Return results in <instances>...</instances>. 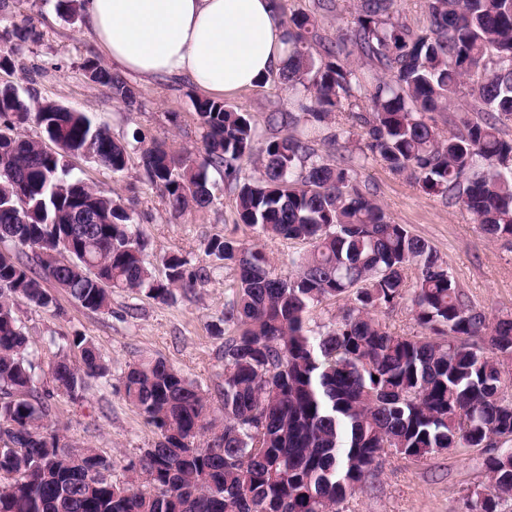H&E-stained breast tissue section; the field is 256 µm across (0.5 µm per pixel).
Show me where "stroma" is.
I'll use <instances>...</instances> for the list:
<instances>
[{
  "instance_id": "35a3bbf8",
  "label": "stroma",
  "mask_w": 512,
  "mask_h": 512,
  "mask_svg": "<svg viewBox=\"0 0 512 512\" xmlns=\"http://www.w3.org/2000/svg\"><path fill=\"white\" fill-rule=\"evenodd\" d=\"M25 15L34 19L41 36L18 51L13 71L0 70V86L11 84L22 95L88 113L114 139L128 142L129 162L123 172L112 173L92 158L78 155L68 160L72 174L122 196L150 243L146 261L156 276H163V259L171 254L186 257L209 273L204 283L192 291L177 292L165 304L142 293L113 291L111 309L104 313L82 308L58 288L52 291L56 304L49 308L32 306L20 297L14 300L42 365L55 359L54 349L44 343L52 333H82L109 360L108 378L93 383L83 399L56 397L53 418L66 426L75 447L90 446L112 457V479L125 485L134 477L128 463L138 460L157 440L124 398L123 379L129 366L164 358L212 397L224 383V340L235 333L234 326L224 321V308L233 298L237 271L233 264L208 256L207 242L225 236L247 246L262 243L276 271L282 273L288 270L289 254L305 251L306 246L278 239L262 241L252 229L237 223L236 195L223 171L213 168L208 171L211 204L172 218L145 177L132 135L141 131L178 149L200 147L201 129L192 105L200 89L187 78L160 76L145 83L132 77L128 83L139 104L127 107L110 88L85 76L83 60L101 57L102 52L84 36L83 16L59 11L57 0H9L7 9L0 12V50L8 46L6 34L12 22ZM225 102L248 113L260 128L268 112L287 110L289 93L279 76L272 75L257 87L227 96ZM355 177L360 186L375 193L393 221L406 225L437 251L471 305L488 321L512 314V241L489 240L468 213L423 193L380 162L356 166ZM487 454L484 448L463 454L443 451L419 462L385 455L377 478L347 497L338 512H467L468 499L489 486L482 467Z\"/></svg>"
}]
</instances>
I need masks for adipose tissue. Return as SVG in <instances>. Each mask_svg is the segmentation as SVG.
Masks as SVG:
<instances>
[{"instance_id":"ef3b65f1","label":"adipose tissue","mask_w":512,"mask_h":512,"mask_svg":"<svg viewBox=\"0 0 512 512\" xmlns=\"http://www.w3.org/2000/svg\"><path fill=\"white\" fill-rule=\"evenodd\" d=\"M86 33L113 69L190 78L234 94L280 71L288 32L275 0H85Z\"/></svg>"}]
</instances>
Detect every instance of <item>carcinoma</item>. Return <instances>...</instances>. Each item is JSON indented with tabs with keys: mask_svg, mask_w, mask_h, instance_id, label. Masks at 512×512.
Instances as JSON below:
<instances>
[{
	"mask_svg": "<svg viewBox=\"0 0 512 512\" xmlns=\"http://www.w3.org/2000/svg\"><path fill=\"white\" fill-rule=\"evenodd\" d=\"M395 0H358L355 25L332 40L319 32L333 0L288 17V67L280 78L290 110L271 112L260 131L212 98L194 99L203 129L194 153L164 141L143 146L140 164L171 214L211 202L208 169L236 192L237 223L265 238L306 243L274 273L266 252L213 238L208 255L237 270L224 322V423L214 431L208 398L166 360L129 367L125 399L158 439L129 463L148 491L112 482L114 460L75 448L51 424V400L83 395L109 374L86 337L51 336L52 388L11 298L56 304L54 283L92 312L111 309L112 290L161 302L200 275L180 256L165 278L145 261L148 240L112 193L71 175L67 158L90 151L114 173L126 147L85 112L0 88V512H336L377 475L390 450L420 461L442 451L512 441V399L500 355L512 354V315L489 324L466 300L434 248L391 220L353 176L351 160L321 154L310 135L345 115L364 129L365 148L392 173L466 211L492 239H512V0H425L417 31ZM11 54L40 37L29 18L12 24ZM86 77L127 106L134 90L97 58ZM433 112H454L451 128ZM34 119L40 140L17 131ZM253 173H242L244 159ZM29 248L32 260L21 250ZM415 271L409 277V271ZM412 295L419 333L391 331L376 316ZM353 306L324 331L308 326L329 299ZM80 350L81 362L70 360ZM483 467L487 492L468 512H502L512 497V451Z\"/></svg>",
	"mask_w": 512,
	"mask_h": 512,
	"instance_id": "cac0c4a2",
	"label": "carcinoma"
}]
</instances>
